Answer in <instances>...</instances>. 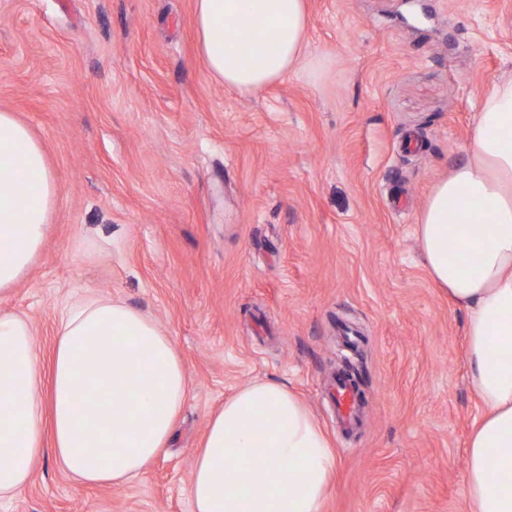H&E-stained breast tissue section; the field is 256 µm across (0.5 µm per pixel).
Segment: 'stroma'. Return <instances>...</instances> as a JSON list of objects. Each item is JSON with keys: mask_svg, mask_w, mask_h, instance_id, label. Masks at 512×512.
Masks as SVG:
<instances>
[{"mask_svg": "<svg viewBox=\"0 0 512 512\" xmlns=\"http://www.w3.org/2000/svg\"><path fill=\"white\" fill-rule=\"evenodd\" d=\"M299 67L242 94L206 70L195 0H0V110L27 124L59 197L44 250L0 310L42 360L73 297L120 300L190 378L138 479L85 486L52 454L0 512H193L210 414L241 386L296 391L337 470L324 512H469L463 310L416 229L512 79V0H305ZM364 394L342 434L338 367Z\"/></svg>", "mask_w": 512, "mask_h": 512, "instance_id": "stroma-1", "label": "stroma"}]
</instances>
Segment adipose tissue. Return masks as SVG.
<instances>
[{"label": "adipose tissue", "mask_w": 512, "mask_h": 512, "mask_svg": "<svg viewBox=\"0 0 512 512\" xmlns=\"http://www.w3.org/2000/svg\"><path fill=\"white\" fill-rule=\"evenodd\" d=\"M198 50L225 86L254 93L304 53V0H195ZM512 80L477 114L466 159L434 187L418 237L432 281L466 313L472 512H512ZM58 188L41 143L0 111V295L25 279ZM189 378L175 344L126 303L62 312L50 367L28 320L0 311V500L30 482L46 447L84 484L131 481L164 450ZM336 469L325 432L284 386L255 381L208 421L188 493L193 512H322Z\"/></svg>", "instance_id": "ef3b65f1"}]
</instances>
